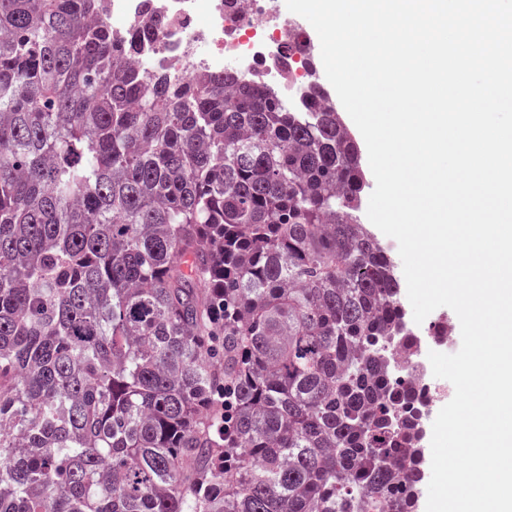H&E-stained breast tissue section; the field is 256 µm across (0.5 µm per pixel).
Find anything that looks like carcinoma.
<instances>
[{
  "mask_svg": "<svg viewBox=\"0 0 512 512\" xmlns=\"http://www.w3.org/2000/svg\"><path fill=\"white\" fill-rule=\"evenodd\" d=\"M102 0H0V512H417L421 339L360 149Z\"/></svg>",
  "mask_w": 512,
  "mask_h": 512,
  "instance_id": "1",
  "label": "carcinoma"
}]
</instances>
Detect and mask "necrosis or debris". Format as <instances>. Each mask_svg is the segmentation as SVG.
Instances as JSON below:
<instances>
[{
  "label": "necrosis or debris",
  "instance_id": "obj_1",
  "mask_svg": "<svg viewBox=\"0 0 512 512\" xmlns=\"http://www.w3.org/2000/svg\"><path fill=\"white\" fill-rule=\"evenodd\" d=\"M112 33L121 37L153 16L158 25L137 56L181 82L233 70L298 105L310 75L308 33L280 12L279 0H104Z\"/></svg>",
  "mask_w": 512,
  "mask_h": 512
}]
</instances>
